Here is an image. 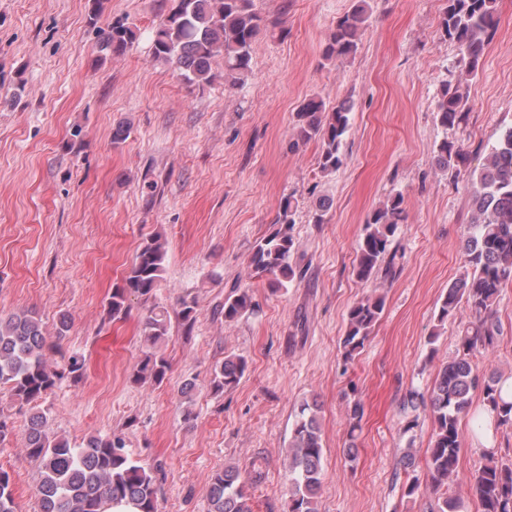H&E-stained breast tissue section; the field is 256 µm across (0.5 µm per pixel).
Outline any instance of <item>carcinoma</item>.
Returning a JSON list of instances; mask_svg holds the SVG:
<instances>
[{"mask_svg":"<svg viewBox=\"0 0 512 512\" xmlns=\"http://www.w3.org/2000/svg\"><path fill=\"white\" fill-rule=\"evenodd\" d=\"M369 0H353L348 11L328 30L323 48L326 60L354 56L369 19ZM499 25L498 0H445L440 26L445 38L459 51L460 62L470 77L477 76L486 47ZM266 20L256 11L254 0H174L168 14L152 30L153 61L179 71L190 85H210L215 79L213 60L224 59V85L235 87L251 72L252 53ZM99 48L120 56L131 48L136 31L117 20L100 29ZM469 111L468 90L456 76L442 81L435 102V119L446 132L454 133L465 123ZM353 105L350 100L328 104L313 96L296 112V133L303 141L321 144V172H336L344 161V141L351 128ZM466 152L459 141L445 138L437 147L436 165L442 171L461 172ZM471 196V222L463 245L464 271L443 296L437 319L443 323L465 304L469 319L460 331L459 348L442 365L429 395L411 393L403 410L408 421L403 433L418 425L414 415L419 407L430 406L433 441L427 468L439 487L448 488L459 479L458 461L462 444L459 423L473 407L478 393L482 413L475 418L477 428H512V398L502 394L512 372L480 373L473 358L497 347L503 329L496 304L503 286L512 279V125L504 128L491 146L484 163L468 176ZM404 197L396 192L387 197L367 217L356 250L354 272L368 281L383 271L393 273L396 253L392 243L403 221ZM298 201L285 197L277 223L281 227L256 243L250 267L268 278L277 292L288 287L295 271L291 256L296 248L292 235ZM166 258V241L160 235L146 239L133 258L122 285L112 289L107 315L120 319L129 310L134 296L151 298L159 285ZM183 322L196 320V301L179 299ZM385 301L368 295L348 311L347 328L341 338L344 359L350 361L369 341L379 321ZM252 307L246 290H232L224 298V321L231 322ZM170 332L167 312L151 310L142 328L144 341L155 346ZM47 331L36 313L28 310L0 317V390L30 413L24 429L25 451L38 463L37 496L39 512H103L105 503H128L137 512H158V479L155 472L134 461L123 437L91 436L76 446L52 433L47 412L39 408L64 375L78 380L84 363L70 355L64 367L47 365ZM168 370L162 356L147 354L132 370L136 384L161 385ZM247 370V360L227 355L210 373V386L216 392L236 387ZM364 407L360 400L348 403V434L361 428ZM322 441L319 406L305 401L298 407L288 446V512H318L317 498L322 485ZM479 512H512V463L499 459L487 449L483 462L472 474ZM245 478L234 466L217 471L209 488V512H252L245 492ZM455 495L438 498L434 512H463ZM0 512H17L9 475L0 470Z\"/></svg>","mask_w":512,"mask_h":512,"instance_id":"obj_1","label":"carcinoma"}]
</instances>
